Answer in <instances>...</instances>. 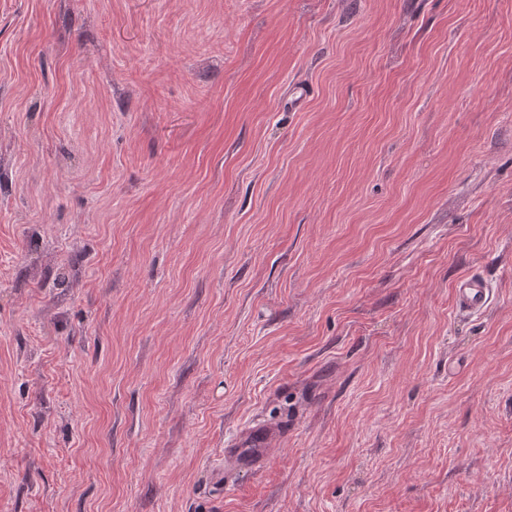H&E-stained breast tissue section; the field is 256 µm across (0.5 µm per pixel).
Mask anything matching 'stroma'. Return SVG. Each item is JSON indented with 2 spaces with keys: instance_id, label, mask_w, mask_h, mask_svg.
Returning <instances> with one entry per match:
<instances>
[{
  "instance_id": "35a3bbf8",
  "label": "stroma",
  "mask_w": 512,
  "mask_h": 512,
  "mask_svg": "<svg viewBox=\"0 0 512 512\" xmlns=\"http://www.w3.org/2000/svg\"><path fill=\"white\" fill-rule=\"evenodd\" d=\"M0 512H512V0H0ZM493 302V293L488 281L479 275L461 278L455 288V303L462 314H480L487 311ZM281 427L276 422L248 426L224 448V482L241 469H255L267 461V450L278 440Z\"/></svg>"
}]
</instances>
